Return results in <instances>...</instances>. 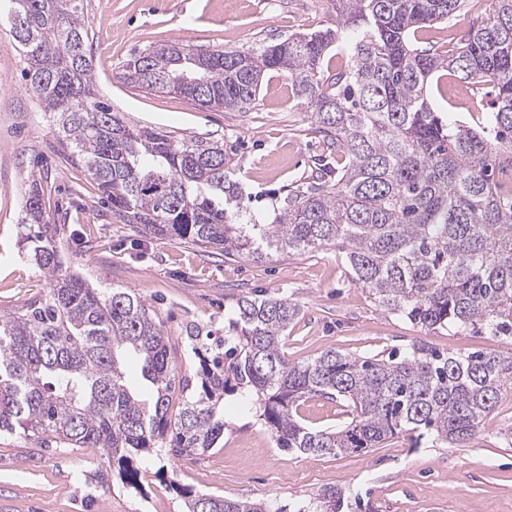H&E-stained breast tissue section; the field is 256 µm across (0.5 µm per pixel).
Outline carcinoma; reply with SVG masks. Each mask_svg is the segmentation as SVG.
I'll return each mask as SVG.
<instances>
[{"mask_svg":"<svg viewBox=\"0 0 512 512\" xmlns=\"http://www.w3.org/2000/svg\"><path fill=\"white\" fill-rule=\"evenodd\" d=\"M489 2L484 16L470 0H336L334 26L251 51L177 41L128 60L123 78L161 93L188 58L202 60L209 83L179 91L202 108L245 110L265 74L286 75L325 157L269 222L244 218L224 145L178 140L112 111L96 91L83 0H14L20 22L11 35L29 91L112 210L144 235L253 261L333 248L384 310L427 331L495 341L512 337V182L494 180L512 167V0ZM461 16L469 21L451 48L423 40ZM349 32V61L333 68L328 54ZM443 78L475 97L491 89L489 128L434 110L428 87ZM23 211L21 248L51 288L25 312L0 316V433L100 448L104 485L115 471L136 486L137 462L155 448L179 459L219 447L229 386L253 401L280 448L315 456L377 448L403 432L463 447L512 389V356L488 348L415 344L387 357L328 349L291 362L282 342L301 308L255 292L237 301L235 335L189 330L199 367L180 377V346L144 300L63 269L41 183L31 182ZM128 354L139 360L146 398L127 384ZM309 397L346 403V422L304 425L297 402ZM181 495L187 512H272L264 502ZM344 506V495L326 488L298 512Z\"/></svg>","mask_w":512,"mask_h":512,"instance_id":"obj_1","label":"carcinoma"}]
</instances>
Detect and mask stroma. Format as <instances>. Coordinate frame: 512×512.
Masks as SVG:
<instances>
[{
  "mask_svg": "<svg viewBox=\"0 0 512 512\" xmlns=\"http://www.w3.org/2000/svg\"><path fill=\"white\" fill-rule=\"evenodd\" d=\"M10 0H0V315L26 310L49 281L19 243L23 197L40 181L43 205L56 230L66 268L91 283L125 288L144 299L173 339L200 326L228 336L239 296L257 290L286 296L302 311L283 341L289 361L328 349L388 354L412 344L441 351L492 348L512 355V339L426 331L384 311L355 285L335 250L277 256L262 262L225 259L165 236H146L114 214L86 177L38 100L26 90L24 63L12 45ZM96 88L113 111L178 138L220 142L234 179L254 214L273 195L304 182L324 150L307 112L283 75H266L249 112L204 109L174 94L127 83L122 67L135 53L182 41L201 51L248 50L292 32L334 23L332 0H84ZM436 111L449 120L485 121L470 113L455 84L430 88ZM305 424L325 429L346 421L343 403L321 397L299 402ZM224 445L190 464L158 452L140 459V486L112 479L97 487L98 448L35 444L0 436V512H184L167 481L197 493L264 501L297 512L318 490L334 487L352 512H512V393H504L484 426L463 448L433 435L402 433L382 447L313 457L278 448L249 402L224 398Z\"/></svg>",
  "mask_w": 512,
  "mask_h": 512,
  "instance_id": "1",
  "label": "stroma"
}]
</instances>
